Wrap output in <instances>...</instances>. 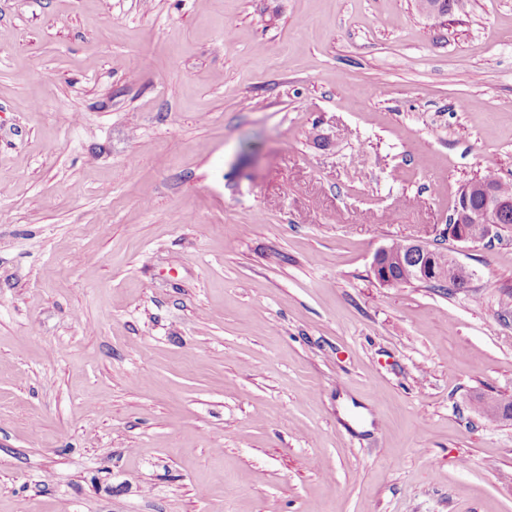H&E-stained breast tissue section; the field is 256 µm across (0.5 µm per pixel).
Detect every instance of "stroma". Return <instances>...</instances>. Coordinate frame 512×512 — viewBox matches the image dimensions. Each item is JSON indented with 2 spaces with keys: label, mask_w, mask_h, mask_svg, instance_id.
<instances>
[{
  "label": "stroma",
  "mask_w": 512,
  "mask_h": 512,
  "mask_svg": "<svg viewBox=\"0 0 512 512\" xmlns=\"http://www.w3.org/2000/svg\"><path fill=\"white\" fill-rule=\"evenodd\" d=\"M487 170L512 0H0V512H512ZM512 209V200L501 199L493 192L485 194L484 206L479 210H470L468 206H456L451 224L446 225L443 235L458 242L469 243L491 238L500 224L502 213ZM395 244H402V248L395 251L392 248L393 244L383 247L378 250L372 263V269L377 281L387 287H395L396 281L389 269L383 267L379 262L384 256H387L388 260L392 259L395 265L415 271L418 276H422L425 272L427 273L429 269V254L432 250L426 243L410 239L403 243ZM471 276L472 273L467 267L449 260L448 255L442 252L434 256L431 274L427 280L409 278L403 272H399V277L402 278L400 285L414 282L426 283L443 290H448V292L460 290L463 285L470 282Z\"/></svg>",
  "instance_id": "obj_1"
}]
</instances>
